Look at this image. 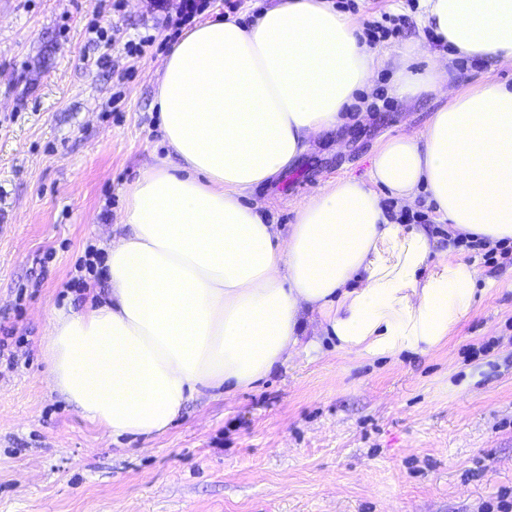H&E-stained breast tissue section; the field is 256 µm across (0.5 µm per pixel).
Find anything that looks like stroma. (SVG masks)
Returning a JSON list of instances; mask_svg holds the SVG:
<instances>
[{
    "label": "stroma",
    "instance_id": "obj_1",
    "mask_svg": "<svg viewBox=\"0 0 512 512\" xmlns=\"http://www.w3.org/2000/svg\"><path fill=\"white\" fill-rule=\"evenodd\" d=\"M334 2L360 23L406 17L379 52L438 48L416 0ZM121 3L0 0V512H512V264L479 250L457 251L479 270L474 311L428 354L357 360L326 339L147 437L112 435L51 389L50 311L85 301L87 246L121 234L131 184L166 154L154 93L172 31L154 0ZM93 22L111 46L89 41ZM391 77L376 74L367 122L258 190L268 221L293 223L327 182L366 176L387 139L424 130L442 99L400 100ZM486 82L512 83V67L456 61L454 92Z\"/></svg>",
    "mask_w": 512,
    "mask_h": 512
}]
</instances>
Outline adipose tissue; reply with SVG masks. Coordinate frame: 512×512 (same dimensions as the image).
I'll return each mask as SVG.
<instances>
[{"instance_id": "adipose-tissue-1", "label": "adipose tissue", "mask_w": 512, "mask_h": 512, "mask_svg": "<svg viewBox=\"0 0 512 512\" xmlns=\"http://www.w3.org/2000/svg\"><path fill=\"white\" fill-rule=\"evenodd\" d=\"M452 57L512 64V0H421ZM372 50L331 0H278L251 23H197L156 88L169 158L131 186L104 298L53 310L40 345L52 389L113 435L164 433L206 390L253 387L321 337L357 359L443 347L475 306V264L433 260L436 238L387 216L380 190L419 192L449 234L512 240V85L452 94V57ZM397 97H443L418 135L387 140L363 178L327 183L288 229L255 190L351 113L375 71ZM319 321L321 336H306Z\"/></svg>"}]
</instances>
